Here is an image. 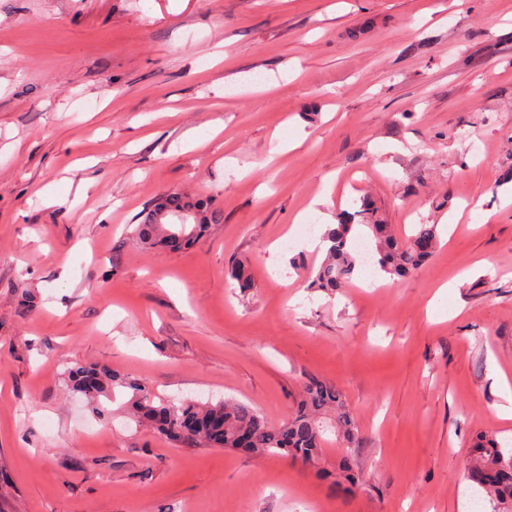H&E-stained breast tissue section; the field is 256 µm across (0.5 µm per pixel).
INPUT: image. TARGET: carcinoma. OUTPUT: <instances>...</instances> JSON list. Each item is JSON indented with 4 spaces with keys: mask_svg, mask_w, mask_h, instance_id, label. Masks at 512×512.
<instances>
[{
    "mask_svg": "<svg viewBox=\"0 0 512 512\" xmlns=\"http://www.w3.org/2000/svg\"><path fill=\"white\" fill-rule=\"evenodd\" d=\"M222 212L207 202L184 193L170 192L158 199L134 228L136 241L145 249L179 252L189 248ZM374 240L376 270L402 279L428 262L437 250L435 224H416L401 240L386 224H369ZM353 225L342 221L329 226L322 238L331 242L325 259L309 272L308 287L339 292L363 273L357 251L351 245ZM230 276L243 291L252 287L247 262L232 264ZM70 389L99 409L100 397L121 387L129 395L128 410L138 423H148L175 446L245 449L257 456L290 453L303 464L316 466L323 448L336 444L355 448L362 443L354 416L346 408L336 386L312 379L305 386L295 412L284 423L271 426L252 407L243 403H201L185 399L177 404L154 399L149 387L109 367L75 366L68 372ZM467 475L479 492L495 504L494 512H512V449L493 434L472 446Z\"/></svg>",
    "mask_w": 512,
    "mask_h": 512,
    "instance_id": "1",
    "label": "carcinoma"
}]
</instances>
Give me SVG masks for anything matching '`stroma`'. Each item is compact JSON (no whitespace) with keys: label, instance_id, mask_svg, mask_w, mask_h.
I'll list each match as a JSON object with an SVG mask.
<instances>
[{"label":"stroma","instance_id":"obj_1","mask_svg":"<svg viewBox=\"0 0 512 512\" xmlns=\"http://www.w3.org/2000/svg\"><path fill=\"white\" fill-rule=\"evenodd\" d=\"M175 190L223 223L186 252L140 247ZM364 197L399 235L437 225L434 257L306 288L322 256L294 225ZM78 364L273 425L321 379L363 443L318 472L178 448L129 424L124 394L93 411ZM502 375L512 0H0V512H470V445L512 441ZM345 455L350 496L328 479Z\"/></svg>","mask_w":512,"mask_h":512}]
</instances>
